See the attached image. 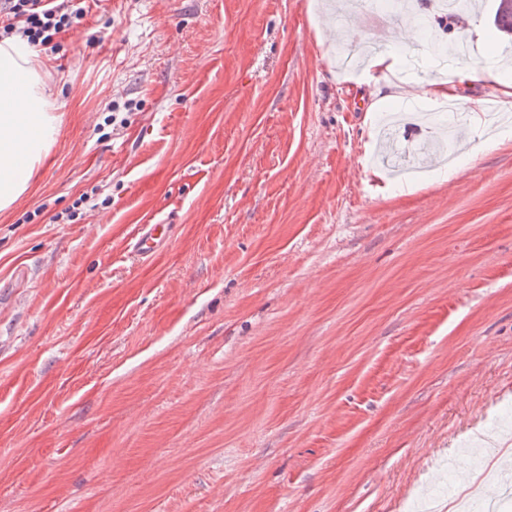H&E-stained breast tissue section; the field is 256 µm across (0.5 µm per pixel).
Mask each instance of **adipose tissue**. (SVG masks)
<instances>
[{
	"label": "adipose tissue",
	"mask_w": 512,
	"mask_h": 512,
	"mask_svg": "<svg viewBox=\"0 0 512 512\" xmlns=\"http://www.w3.org/2000/svg\"><path fill=\"white\" fill-rule=\"evenodd\" d=\"M33 47L0 41V212L24 195L55 143L59 121Z\"/></svg>",
	"instance_id": "1"
}]
</instances>
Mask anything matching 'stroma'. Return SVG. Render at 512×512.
<instances>
[{
    "label": "stroma",
    "instance_id": "obj_1",
    "mask_svg": "<svg viewBox=\"0 0 512 512\" xmlns=\"http://www.w3.org/2000/svg\"><path fill=\"white\" fill-rule=\"evenodd\" d=\"M88 6L38 51L60 135L0 213V512H512L493 0L421 27L368 0ZM341 48L455 77L457 121L375 103ZM165 220L157 224H142L132 238V251L141 258H149L156 254L170 238L175 224H165Z\"/></svg>",
    "mask_w": 512,
    "mask_h": 512
}]
</instances>
